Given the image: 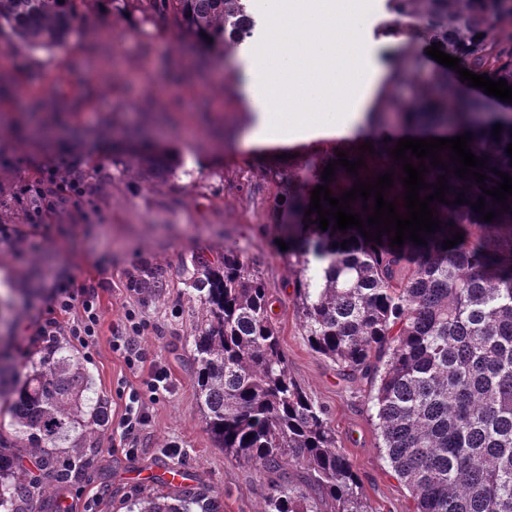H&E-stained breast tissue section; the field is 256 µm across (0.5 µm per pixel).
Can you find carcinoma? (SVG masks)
<instances>
[{"mask_svg":"<svg viewBox=\"0 0 512 512\" xmlns=\"http://www.w3.org/2000/svg\"><path fill=\"white\" fill-rule=\"evenodd\" d=\"M97 0H0V32L10 49L33 53L65 42ZM171 12L201 58L233 49L253 34L250 0H150ZM378 37L402 40L400 54L417 55L436 43L459 65L512 85V32L497 49L488 36L512 26V0H384ZM392 87L369 113L380 130L397 115L404 125L434 138L448 130L471 134L470 149L490 157L486 166L512 176V113L484 111L482 100L448 95V68L423 81L394 66ZM412 86L411 101L396 89ZM502 125L500 140L492 127ZM375 152L350 174L339 166L334 181L321 178L337 152L299 158L271 168L278 197L275 228L295 266L294 302L310 348L343 372L369 381L370 403L391 470L409 489L410 512H512V196L509 208L493 203L474 180L453 173L441 153L451 204L431 203L440 228L390 246L365 241L305 217L312 190L328 185L335 198L354 182L393 169V142L369 135ZM125 170L145 184L174 175L176 157L132 150ZM469 187L463 192L461 188ZM476 202L495 218L486 222L455 196ZM464 234L450 249L444 240ZM356 241L341 247L350 238ZM201 318L193 336L194 383L205 430L224 457L254 468L265 489L258 512H372L362 483L336 441L325 409L289 374L288 356L270 315L262 279L233 249L216 264L200 261ZM13 432H0V512H28L50 488L72 484L92 469L105 401L73 350L54 337L24 377H4ZM31 458L35 468L24 459ZM128 512H220L218 493L182 483L138 495Z\"/></svg>","mask_w":512,"mask_h":512,"instance_id":"obj_1","label":"carcinoma"}]
</instances>
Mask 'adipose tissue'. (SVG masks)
Returning a JSON list of instances; mask_svg holds the SVG:
<instances>
[{
	"label": "adipose tissue",
	"mask_w": 512,
	"mask_h": 512,
	"mask_svg": "<svg viewBox=\"0 0 512 512\" xmlns=\"http://www.w3.org/2000/svg\"><path fill=\"white\" fill-rule=\"evenodd\" d=\"M276 22L289 24L292 33L287 46L268 39L243 66L249 96L255 112L248 138L251 144H288L295 141L327 140L333 131L354 128L373 102L374 93L387 74L383 61L345 72V43L350 23L360 20L355 0H276ZM291 57H309L316 64L291 76L288 69L275 66L282 52ZM349 83L356 98L354 110L336 115L335 130L323 124L299 119L301 100L325 97L332 84Z\"/></svg>",
	"instance_id": "adipose-tissue-1"
}]
</instances>
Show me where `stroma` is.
<instances>
[{
  "mask_svg": "<svg viewBox=\"0 0 512 512\" xmlns=\"http://www.w3.org/2000/svg\"><path fill=\"white\" fill-rule=\"evenodd\" d=\"M268 11L267 0H254L252 40L204 66L171 20L143 13L137 0H101L66 45L35 55L9 51L0 66L7 79L0 88V221L24 223L18 184L61 158L76 159L96 186L89 200L97 223H84L75 210L63 212L35 261L0 253V266L10 272L0 283V354L10 353L16 375L30 363L28 326L47 307L49 280L65 275L77 287L99 286L95 341L91 349L77 343L72 349L105 399L109 420L99 429L94 471L55 490L56 503L72 512H126L127 501L155 488V476L170 466L216 490L221 512H255L264 488L253 468L227 460L213 446L193 378L195 288L203 277L196 260L216 261L228 247L263 279L290 373L324 407L374 512H409L412 505L378 449L369 383L343 377L302 334L294 268L275 241L276 188L266 168L279 156L293 161L319 146L280 150L247 141L252 108L238 72L243 57L269 34ZM134 131L141 144L173 152L180 173L153 186L128 175L120 154ZM156 275L162 287H151ZM138 283L145 292H135ZM131 310L148 324V360L133 369L111 346L114 329ZM154 360L168 367L172 386L150 404L149 425L130 456L117 448V389L140 385ZM172 443L177 453H168Z\"/></svg>",
  "mask_w": 512,
  "mask_h": 512,
  "instance_id": "stroma-1",
  "label": "stroma"
}]
</instances>
